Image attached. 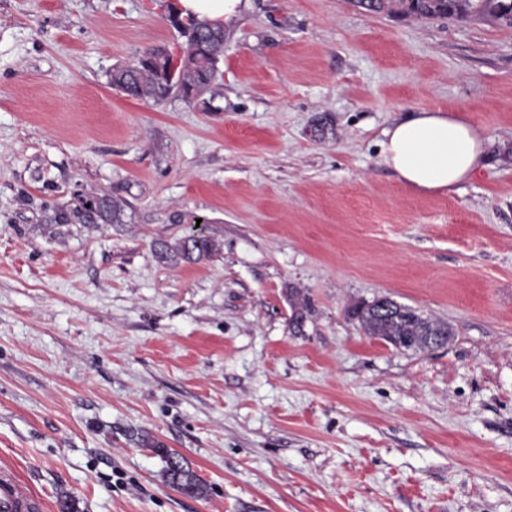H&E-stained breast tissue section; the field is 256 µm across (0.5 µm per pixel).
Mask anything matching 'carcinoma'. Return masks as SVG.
<instances>
[{"label": "carcinoma", "mask_w": 512, "mask_h": 512, "mask_svg": "<svg viewBox=\"0 0 512 512\" xmlns=\"http://www.w3.org/2000/svg\"><path fill=\"white\" fill-rule=\"evenodd\" d=\"M374 12L401 7L420 18H448L465 20L472 15H489L497 21L512 26V0H357ZM193 38L186 42L182 51L189 55L188 62L179 71L175 85L183 86L199 94L210 88V71L224 54V28L213 27L205 22L190 20ZM109 84L124 95L155 103L167 99V89L161 84L155 70L136 64L115 67L109 75ZM122 209L112 198L103 194L80 200L73 205L56 209L57 224H117L121 222ZM159 261L195 263L212 256L218 244L209 236L185 235L173 243L157 241L153 245ZM293 300L291 326L299 331L306 320L308 302L299 292H291ZM365 335L381 338L389 345H405V340L415 336H452L448 324L424 316L418 309L394 303L393 309L382 311L377 305L366 304L356 314ZM164 478L173 488L188 494L202 495L206 487L192 468L177 454L164 456Z\"/></svg>", "instance_id": "carcinoma-1"}]
</instances>
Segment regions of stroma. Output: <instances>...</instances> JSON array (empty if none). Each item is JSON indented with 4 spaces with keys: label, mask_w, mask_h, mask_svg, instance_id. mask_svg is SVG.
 <instances>
[{
    "label": "stroma",
    "mask_w": 512,
    "mask_h": 512,
    "mask_svg": "<svg viewBox=\"0 0 512 512\" xmlns=\"http://www.w3.org/2000/svg\"><path fill=\"white\" fill-rule=\"evenodd\" d=\"M169 2L0 0V467L45 512H512V27L248 0L198 100L112 89L185 45ZM421 108L489 139L452 192L380 157ZM102 194L122 223H54ZM383 296L452 341L366 336ZM109 84L124 95L154 103L168 98L155 70L137 63L129 67H115L109 75ZM153 249L156 257L161 262L195 263L211 257L218 250V244L211 237L204 234H199L197 237H191L188 234L176 240L173 244L163 240L156 241ZM164 478L173 488L188 495H203L206 487L192 468L177 454L164 456Z\"/></svg>",
    "instance_id": "35a3bbf8"
}]
</instances>
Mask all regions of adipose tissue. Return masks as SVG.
Masks as SVG:
<instances>
[{"mask_svg": "<svg viewBox=\"0 0 512 512\" xmlns=\"http://www.w3.org/2000/svg\"><path fill=\"white\" fill-rule=\"evenodd\" d=\"M243 0H177L181 17L221 26L237 17ZM487 138L460 114L419 109L388 127L380 156L410 189L449 193L484 164Z\"/></svg>", "mask_w": 512, "mask_h": 512, "instance_id": "1", "label": "adipose tissue"}]
</instances>
